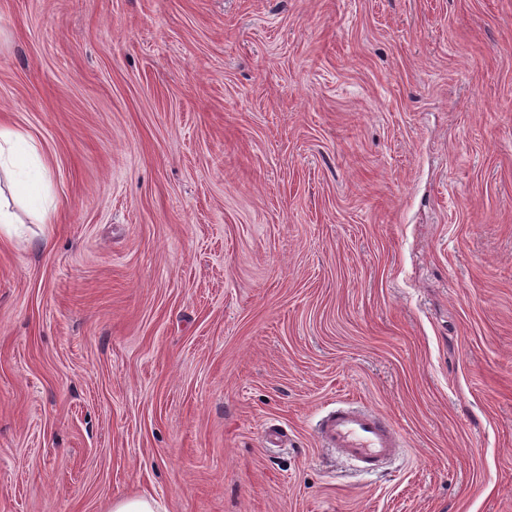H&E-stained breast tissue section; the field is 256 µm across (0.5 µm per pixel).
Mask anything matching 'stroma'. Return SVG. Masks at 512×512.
Segmentation results:
<instances>
[{
    "label": "stroma",
    "mask_w": 512,
    "mask_h": 512,
    "mask_svg": "<svg viewBox=\"0 0 512 512\" xmlns=\"http://www.w3.org/2000/svg\"><path fill=\"white\" fill-rule=\"evenodd\" d=\"M0 126V512H512V0H0ZM0 171L9 199L21 203L40 224L50 223L44 199L49 166L30 141L5 128H0ZM9 199L0 187V236L5 239H11L14 224H22ZM317 437L325 448H334L349 460L367 468L386 463L401 448L400 435L380 412L336 407L317 423ZM107 512H166L158 500L141 495L112 501Z\"/></svg>",
    "instance_id": "35a3bbf8"
}]
</instances>
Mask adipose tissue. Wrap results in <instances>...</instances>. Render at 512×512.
I'll return each instance as SVG.
<instances>
[{"label":"adipose tissue","instance_id":"adipose-tissue-1","mask_svg":"<svg viewBox=\"0 0 512 512\" xmlns=\"http://www.w3.org/2000/svg\"><path fill=\"white\" fill-rule=\"evenodd\" d=\"M49 166L37 148L19 133L0 128V237L11 238L19 217L13 203H21L39 223H48L44 190Z\"/></svg>","mask_w":512,"mask_h":512}]
</instances>
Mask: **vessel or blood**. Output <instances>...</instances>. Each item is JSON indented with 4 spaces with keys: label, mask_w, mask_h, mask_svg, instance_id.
Wrapping results in <instances>:
<instances>
[{
    "label": "vessel or blood",
    "mask_w": 512,
    "mask_h": 512,
    "mask_svg": "<svg viewBox=\"0 0 512 512\" xmlns=\"http://www.w3.org/2000/svg\"><path fill=\"white\" fill-rule=\"evenodd\" d=\"M317 437L322 446L367 468L386 463L401 446L399 432L387 416L353 407L323 415L317 423Z\"/></svg>",
    "instance_id": "1"
}]
</instances>
